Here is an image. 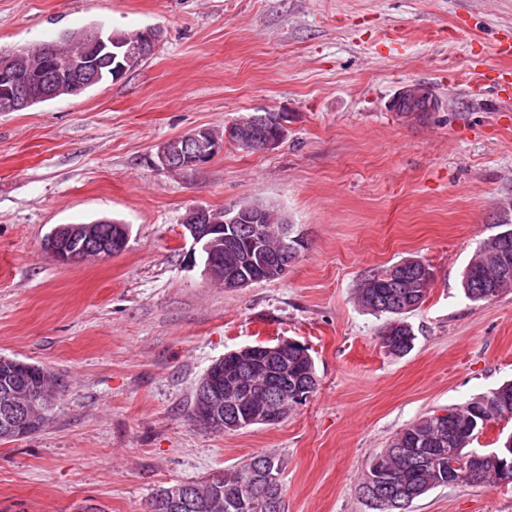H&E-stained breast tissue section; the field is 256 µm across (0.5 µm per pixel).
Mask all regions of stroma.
Returning <instances> with one entry per match:
<instances>
[{"instance_id": "obj_1", "label": "stroma", "mask_w": 512, "mask_h": 512, "mask_svg": "<svg viewBox=\"0 0 512 512\" xmlns=\"http://www.w3.org/2000/svg\"><path fill=\"white\" fill-rule=\"evenodd\" d=\"M93 27L163 39L120 79L0 112V355L65 380L42 430L0 442V512H147L159 488L261 453L283 463L286 512H373L358 485L400 430L512 380V291L460 286L512 223V96L469 83L507 67L512 0H0V54ZM414 83L439 106L408 122L391 104ZM253 112L284 116L277 149L156 167L161 143ZM253 201L308 245L284 277L228 291L190 263L182 218ZM100 219L128 225L124 251H45L56 226ZM406 259L434 282L397 357L357 288ZM281 340L307 348L316 392L273 426L190 423L214 360ZM410 512H512V484L440 487Z\"/></svg>"}]
</instances>
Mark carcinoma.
I'll return each instance as SVG.
<instances>
[{
  "mask_svg": "<svg viewBox=\"0 0 512 512\" xmlns=\"http://www.w3.org/2000/svg\"><path fill=\"white\" fill-rule=\"evenodd\" d=\"M101 44L99 55L115 53L124 60L126 44L114 39L116 32L96 30ZM88 31L72 33L58 45L56 60L65 59L81 52ZM28 50L15 52L19 69L27 78L28 87L39 92L43 85L42 75L51 64L26 58ZM239 233L231 247L224 248V270L249 271L247 259L254 237L250 224L238 225ZM431 282L424 279L421 264L398 262L383 271L369 275L358 290V301L369 312L387 318L382 343L395 356H404L414 347L415 333L405 321V315L416 310L426 300ZM464 296L473 301L487 300V295L501 296L512 291V240L507 243L490 239L484 242L470 260L461 277ZM262 364H241L227 359L220 365L224 377L248 380L258 376ZM319 379L314 360L307 355V348L297 344L288 355V363L282 371V382L293 389ZM19 388L29 397L22 405L8 398V392ZM63 381L46 367L17 358L0 356V441H14L41 430L51 414L56 395L62 391ZM508 392L512 398V383L473 398L466 405L453 408L457 426L454 432H445L439 426L436 415L430 414L400 430L379 455L370 462L360 486L371 481L374 492L366 496L377 512H408L412 503L427 492L448 486V453L464 457L470 452L473 438L483 429L484 422L500 417L509 409L498 404V396ZM271 410L286 417L294 399L284 394L278 397L258 396ZM260 468L270 469L279 475L282 462L274 454L252 457ZM512 463V457L499 454L487 456L478 483L496 482L502 479L504 467ZM243 466L229 474H214L206 480L184 482L158 489L148 502L147 512L160 499L169 502L182 499V490L191 488V507L175 506L168 512H285L281 488L267 490L263 474L247 473ZM243 498L245 505L231 510L226 508L228 495Z\"/></svg>",
  "mask_w": 512,
  "mask_h": 512,
  "instance_id": "carcinoma-1",
  "label": "carcinoma"
}]
</instances>
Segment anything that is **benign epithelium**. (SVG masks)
<instances>
[{
	"label": "benign epithelium",
	"mask_w": 512,
	"mask_h": 512,
	"mask_svg": "<svg viewBox=\"0 0 512 512\" xmlns=\"http://www.w3.org/2000/svg\"><path fill=\"white\" fill-rule=\"evenodd\" d=\"M161 34L154 28L139 31L133 50L140 56H148L159 42ZM13 58H0V112H16L29 107L32 100L28 91L24 90L23 79L13 69ZM96 67L83 65L82 58H73L66 67H58L49 78L45 96L51 97L56 87L63 81L72 82L76 89L83 88L95 80ZM266 124L272 132L251 142V145L263 150L276 149L287 135L284 118L276 112H266L251 116V123L231 122L224 127V137L218 139L207 129H198L181 135L176 141L164 142L157 152L156 165L164 170H198L206 165L213 155L226 143L234 145L244 141V134L252 133L251 124ZM271 213L268 206L261 203L235 204L224 208V212L195 207L189 209L182 219V224L189 233L197 250L191 251V261L199 260L203 264L204 275L208 278H220L224 288L235 290L245 288L260 281L258 277H247L235 272L224 273V240L231 237L230 231L237 224L260 221ZM277 228L282 243H296L302 247L307 245L306 234L295 229L285 216H279ZM128 241V230L111 238L94 240L93 245L102 251V255L111 256L122 252ZM48 252L60 263L70 264L83 260L84 253L69 250L68 243L51 237L45 243ZM254 263L262 268V274L268 281L283 277L288 273L285 265L274 264L264 247L260 246L254 253ZM291 342L281 340L276 345L266 348L262 364L267 368L268 379L264 391L275 395L281 393L277 366L288 358V347ZM200 399L203 402L201 412L197 416V424L201 426L227 425L231 428L242 423H262L276 425L281 421L270 410H258L250 403L256 397V391L242 380H224V375L216 373V366H211L199 385Z\"/></svg>",
	"instance_id": "benign-epithelium-1"
}]
</instances>
